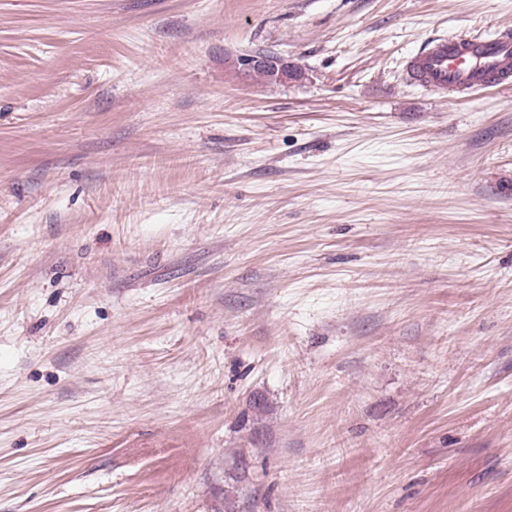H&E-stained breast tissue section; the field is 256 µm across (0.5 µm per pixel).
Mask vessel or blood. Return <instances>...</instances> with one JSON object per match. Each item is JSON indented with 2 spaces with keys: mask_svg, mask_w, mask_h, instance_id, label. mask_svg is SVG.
<instances>
[{
  "mask_svg": "<svg viewBox=\"0 0 512 512\" xmlns=\"http://www.w3.org/2000/svg\"><path fill=\"white\" fill-rule=\"evenodd\" d=\"M409 80L433 92L512 87V30L430 41L407 63Z\"/></svg>",
  "mask_w": 512,
  "mask_h": 512,
  "instance_id": "b4317fda",
  "label": "vessel or blood"
}]
</instances>
